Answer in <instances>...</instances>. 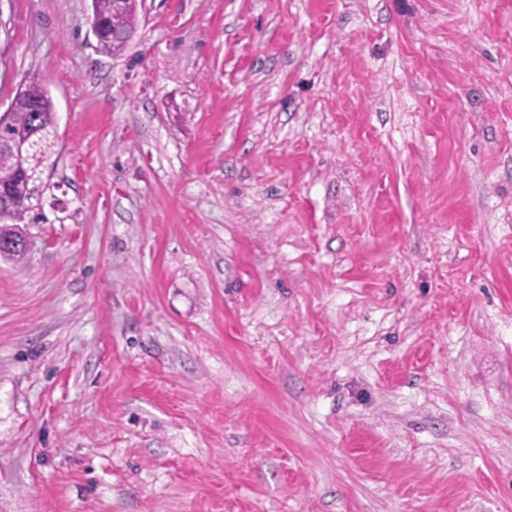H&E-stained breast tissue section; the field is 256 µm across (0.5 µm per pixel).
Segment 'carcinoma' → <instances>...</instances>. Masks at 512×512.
<instances>
[{"label": "carcinoma", "mask_w": 512, "mask_h": 512, "mask_svg": "<svg viewBox=\"0 0 512 512\" xmlns=\"http://www.w3.org/2000/svg\"><path fill=\"white\" fill-rule=\"evenodd\" d=\"M137 6L138 0H129L126 8L114 12L112 0H92V16L102 22L96 46L98 52L114 56L127 49L123 35L135 32ZM20 86L22 91L15 97L13 108L0 120V143L4 144L0 149V193L12 201V209L0 214V255L16 260L24 259L29 252L28 240L20 225L34 210L28 200L24 174L41 172L50 165L56 146L52 138L56 112L46 81L33 76ZM34 124L39 126L43 136L49 137V146L36 158L28 155L20 159L5 144L27 134Z\"/></svg>", "instance_id": "obj_1"}]
</instances>
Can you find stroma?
I'll return each mask as SVG.
<instances>
[{
  "instance_id": "stroma-1",
  "label": "stroma",
  "mask_w": 512,
  "mask_h": 512,
  "mask_svg": "<svg viewBox=\"0 0 512 512\" xmlns=\"http://www.w3.org/2000/svg\"><path fill=\"white\" fill-rule=\"evenodd\" d=\"M90 6L0 0V512H512V0ZM137 2L138 0H129L128 3L127 0H113V2L112 0H92L91 19L98 17L103 23L96 46L99 53L114 56L120 55L127 49L128 43L122 35L135 32ZM112 3L117 10L121 11L113 12ZM125 4L126 8H124ZM19 85L21 93L15 97L13 108L0 121V143L4 145L0 150V193L12 201V209L0 214V255L16 260L24 259L29 252L27 237L19 224H24L26 217L35 209L28 200L24 174L26 171L41 172L50 165L56 146L52 136L56 112L46 81L33 76ZM34 123L43 131V137L48 136L50 144L36 158L28 155L19 159L16 155L24 157L40 143L42 137H36L38 131L10 143L13 152L6 145L27 134Z\"/></svg>"
}]
</instances>
